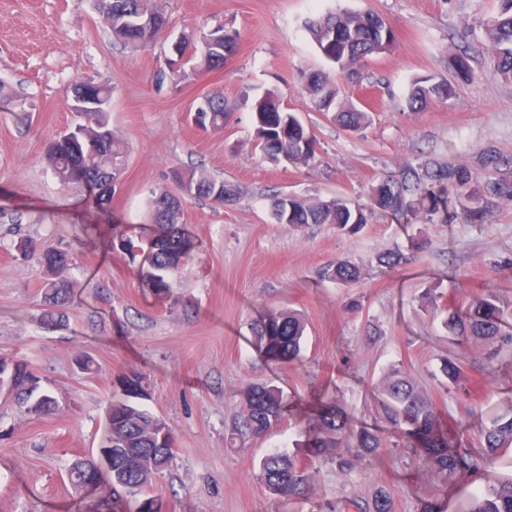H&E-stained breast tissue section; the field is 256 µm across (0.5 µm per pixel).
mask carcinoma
Returning <instances> with one entry per match:
<instances>
[{
  "label": "carcinoma",
  "instance_id": "obj_1",
  "mask_svg": "<svg viewBox=\"0 0 512 512\" xmlns=\"http://www.w3.org/2000/svg\"><path fill=\"white\" fill-rule=\"evenodd\" d=\"M95 7L112 40L136 49L158 35L166 25V16L157 0H95ZM480 27L486 30L488 55L496 73L512 81V0H498L493 15H481ZM305 31L322 55L336 65L348 80L360 77L365 62L391 51L393 32L382 19L371 14L339 9L328 11L305 22ZM239 35L219 26L197 37L182 36L174 43L177 58L168 69L157 73L158 84L179 85L188 77L185 65L194 72H210L224 65L236 51ZM303 92L318 111L331 115L342 127L360 132L371 124L372 111L366 102L354 103L341 94L335 80L320 70L301 75ZM101 102L95 112H76L77 122L63 137L52 143L47 162L61 184L85 181L95 187L110 186L89 202L106 208L112 201L121 177L125 142L109 124L112 89L106 84L85 82ZM455 88L446 81L415 78L407 92V106L419 111L435 101H446ZM195 125L215 132L224 130L229 112L224 95L213 92L195 108ZM257 147L273 163L283 162L308 167L315 162L317 141L302 121L286 108L279 96L269 91L252 104ZM496 149H484L477 166L427 159L408 166L398 179L387 178L370 187L367 201H352L336 195L329 199L276 196L271 203L274 220L279 224L302 226L336 224L357 232L377 216H391L406 224L446 223L459 219L466 223L483 221L493 207L512 206V180L500 175L511 166ZM178 184L188 190L187 197H205L218 204L239 199L232 185L218 181L195 168L175 173ZM148 207L158 233L148 241L146 258L150 262L147 277L158 292L171 287L168 273L190 255V242L180 233L182 200L161 190L152 191ZM16 250L34 258L44 268L46 300L54 316L64 306L74 288L65 272L69 254L49 244L22 239ZM321 277L351 286L361 279V270L348 261L325 266ZM444 326L462 344L478 343L490 359L512 346V334L502 329L507 312L495 293H488L462 309L455 303L443 305ZM304 323L298 314L288 311L268 315L256 325L255 343L265 357L274 362L298 358L304 337ZM9 387L0 383L28 412L49 415L56 411V401L41 387V378L27 366L17 363ZM122 397L112 401L106 411L100 447L112 449V457L83 460L97 481L108 479L112 497L121 493L143 491L166 470L173 459L176 439L160 418L142 408L139 401L147 396L139 375L132 373L120 381ZM374 399L378 413L396 431L394 447L403 448L421 465L430 469L440 486L465 476L472 470L494 463L505 448L512 449V415L492 418L483 431L480 447L483 455H474L451 437L448 424L440 417L431 399L420 392L412 379L395 369L376 387ZM283 419L282 392L278 387L255 384L243 396V412L232 441L245 447L248 440L260 438ZM381 447L377 434L365 427H355L351 418L333 401L316 416L313 430L305 442L293 451H270L260 463L259 479L271 494L292 501L308 490L309 470L315 460L328 457L341 470L352 461ZM330 512H393V499L378 490L372 499L340 500L329 506ZM468 512H512V478L489 474L473 496Z\"/></svg>",
  "mask_w": 512,
  "mask_h": 512
}]
</instances>
